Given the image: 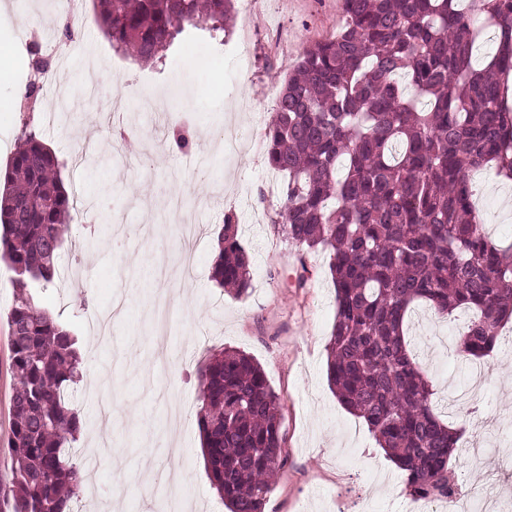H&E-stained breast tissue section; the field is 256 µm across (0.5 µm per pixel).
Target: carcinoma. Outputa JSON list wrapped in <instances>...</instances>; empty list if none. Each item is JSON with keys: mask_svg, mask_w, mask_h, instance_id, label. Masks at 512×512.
Wrapping results in <instances>:
<instances>
[{"mask_svg": "<svg viewBox=\"0 0 512 512\" xmlns=\"http://www.w3.org/2000/svg\"><path fill=\"white\" fill-rule=\"evenodd\" d=\"M112 45L161 59L189 29L224 32L232 0H97ZM336 36L306 48L268 125L267 162L287 178L279 219L295 246L290 287L309 279L321 251L335 289L327 378L405 473L413 497L454 491L448 460L461 432L435 413L432 386L404 331L418 304L475 316L460 355L485 358L512 319V241L484 231L473 173L512 179V0H342ZM497 46L473 64L484 27ZM21 98L24 119L0 191V261L17 274L8 315L15 381L8 451L13 512H69L81 475L80 430L69 391L82 376L70 332L39 305L71 234L59 161L33 113L51 60ZM212 279L238 294L249 257L234 215L224 216ZM198 425L208 475L230 512H263L270 475L284 465L279 398L248 354L222 349L199 372Z\"/></svg>", "mask_w": 512, "mask_h": 512, "instance_id": "cac0c4a2", "label": "carcinoma"}]
</instances>
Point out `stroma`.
Masks as SVG:
<instances>
[{
	"instance_id": "35a3bbf8",
	"label": "stroma",
	"mask_w": 512,
	"mask_h": 512,
	"mask_svg": "<svg viewBox=\"0 0 512 512\" xmlns=\"http://www.w3.org/2000/svg\"><path fill=\"white\" fill-rule=\"evenodd\" d=\"M21 14L16 0H0V42L12 58L0 70V172L18 145L24 115L19 93L31 75L33 43H51V75L35 123L43 142L63 164L75 237L58 260L84 256L79 282H56L39 294L41 306L74 336L83 379L73 398L82 418L78 459H85L112 416L111 445L96 486L115 512H166L157 494L172 473H181L190 512H229L212 489L198 427V372L213 350L233 348L254 358L280 399L286 463L273 480L266 512H336L337 501L360 512L353 490L373 512H406L404 474L392 467L363 421L348 412L329 387L327 343L334 290L326 257L308 256L307 287L290 288L294 250L274 225L284 177L266 157V128L276 97L304 50L335 35L344 22L340 0H258L252 15L233 10L230 32L211 38L195 30L180 37L156 64L115 51L96 20L93 0L82 4L81 34L62 41L63 0H29ZM250 50L248 72L237 69ZM106 76L105 100L121 105L122 119L102 112L84 91L93 76ZM173 99L176 111L155 117L139 111L142 95ZM186 120L192 148L179 152L171 125ZM137 127L136 142L122 139ZM476 204L487 231L512 234V202L499 192L493 172L476 173ZM184 199L185 219L197 233L186 238L168 218L173 193ZM238 219L249 255L246 294L219 288L211 279L217 232L227 213ZM195 254L191 274L179 259ZM163 255L170 273L163 283L145 278L139 260ZM14 272L0 263V486L11 480L8 439L14 378L10 368L7 315L15 299ZM177 296L181 317L167 341L149 324L151 301ZM111 314L107 343L93 342L94 316ZM469 320L464 312L441 316L416 309L407 331L449 425L471 437L468 414H449V386L465 387L472 366L440 351V338L457 342ZM474 407L485 422L490 446L512 443V322L488 358L485 391Z\"/></svg>"
}]
</instances>
